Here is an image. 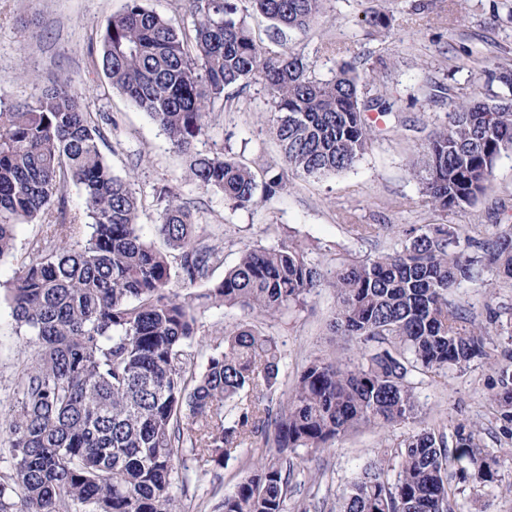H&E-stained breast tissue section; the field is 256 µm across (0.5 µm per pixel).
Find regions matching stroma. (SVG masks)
I'll use <instances>...</instances> for the list:
<instances>
[{
	"label": "stroma",
	"mask_w": 512,
	"mask_h": 512,
	"mask_svg": "<svg viewBox=\"0 0 512 512\" xmlns=\"http://www.w3.org/2000/svg\"><path fill=\"white\" fill-rule=\"evenodd\" d=\"M124 4L125 0H0V101L30 100L54 79H68L88 112L107 117L103 152L115 174L135 172L142 223L159 219L156 188L175 186L193 201L199 224L222 239L224 265L214 271L213 281L222 280L225 269L247 247L290 241L319 267L331 269L340 257L401 249L408 230L423 224H450L464 232L474 228L483 242L494 238L501 225H512V155L499 159L474 206L447 213L427 205L422 194L425 172L416 166L429 135L446 121L453 101H491L505 92L499 75L512 72V0H326L318 23L279 38L273 35L272 22L250 0H236L240 17L265 51L300 53L312 76L324 81L342 63H353L364 78L366 95L386 94L397 109L389 132L378 137L351 169L320 177L291 173L286 187L257 208L233 207L221 195L187 182L183 155L171 149L146 113L112 90L95 66L97 34ZM369 10L386 15L387 25L366 32L361 20ZM491 69L496 72L492 78L487 75ZM430 83L446 85L447 97L426 98L421 88ZM275 127V108L261 83L229 87L211 105L208 130L196 148L231 156L261 177L281 159ZM353 224H378L382 230L378 238L362 242L350 234ZM40 232V225L22 226L15 261L0 264V422L8 418L5 402L29 357L14 332L1 284L27 260L28 242ZM448 299L488 326L487 348L493 359L512 357V331L488 319L493 311L512 313V286L486 270L453 289ZM335 308L334 290L323 287L304 305L282 315L256 317L258 327L275 338L281 352L274 400H285L295 374L310 357L358 354L356 342L331 334ZM243 317L233 307L210 308L199 316L197 338L213 347L224 330ZM411 381L421 418L444 426L449 434L457 424H477L483 451L500 460L499 487L460 485L455 512H512V430L491 401L499 382L490 361L477 360L432 376L416 374ZM411 431L408 423L365 427L343 438L318 459L303 463L289 497H305L312 483H320L318 509L329 512L380 449L397 446ZM182 463L192 477L187 487L175 490L182 512H216L243 476L241 463L234 459L221 467H203L188 452Z\"/></svg>",
	"instance_id": "obj_1"
}]
</instances>
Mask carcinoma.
<instances>
[{"mask_svg": "<svg viewBox=\"0 0 512 512\" xmlns=\"http://www.w3.org/2000/svg\"><path fill=\"white\" fill-rule=\"evenodd\" d=\"M253 2L279 34L316 23L325 0ZM189 10L186 29L126 0L100 30L96 63L161 128L202 191L257 207L286 186L290 170L340 173L379 135L368 113L393 112L381 95L363 98L350 63L321 81L301 56L264 51L234 0H189ZM254 79L274 104L284 163L261 182L221 152L195 151L208 104ZM102 144L66 82L0 105V263L23 225L43 226L29 242L31 260L6 285L15 333L33 354L5 424L0 512H179L173 489L190 480L180 464L187 448L219 466L258 452L222 512H309L303 500L288 505L300 462L363 427L410 420L416 428L382 449L330 512H454L453 481L500 485V461L482 454L480 428L458 424L448 449L443 428L417 419L408 376L490 358L487 328L449 304L448 293L486 266L512 281V229L466 255L455 227L427 224L410 229L402 250L342 261L328 276L293 243L246 248L213 282L224 246L198 231L193 202L156 188L160 223L148 239L134 176L114 174ZM509 153L512 99L457 102L421 160L426 203L441 212L474 205ZM70 184L81 216L65 207ZM323 285L338 298L332 332L361 344L359 355L311 358L276 408L267 396L280 373L273 337L244 321L210 351L198 347L202 309L273 318ZM497 372L492 401L512 422V364Z\"/></svg>", "mask_w": 512, "mask_h": 512, "instance_id": "1", "label": "carcinoma"}]
</instances>
